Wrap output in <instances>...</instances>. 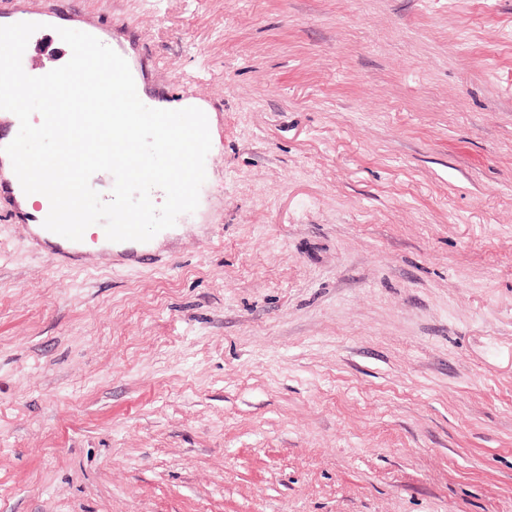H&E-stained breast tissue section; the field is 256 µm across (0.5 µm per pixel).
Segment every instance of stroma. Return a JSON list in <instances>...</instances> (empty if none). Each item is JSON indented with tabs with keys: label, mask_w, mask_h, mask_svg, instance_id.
<instances>
[{
	"label": "stroma",
	"mask_w": 512,
	"mask_h": 512,
	"mask_svg": "<svg viewBox=\"0 0 512 512\" xmlns=\"http://www.w3.org/2000/svg\"><path fill=\"white\" fill-rule=\"evenodd\" d=\"M211 125L141 264L0 203V512H512V0H13ZM41 195L36 190H32L31 192L20 197L18 200L21 203V206L24 210H32L33 206L36 203L40 204L42 202ZM42 196L46 201L45 208L40 210L36 214H33V215L31 214V216H29L28 222H30L31 224L41 225L42 229L44 230V232L46 234H48L49 236H52V237H56L62 242L63 245H60L58 247V249L55 250V252H53L52 255L49 257L51 263L56 264V265H62L64 263L69 262L71 260V256H73V254H75L79 250V248H81L83 246L84 241H85V233H84L82 241L75 242V241L68 240L60 235H57V234L47 230L43 226V222L49 213L50 203H49V200L44 195H42Z\"/></svg>",
	"instance_id": "35a3bbf8"
}]
</instances>
